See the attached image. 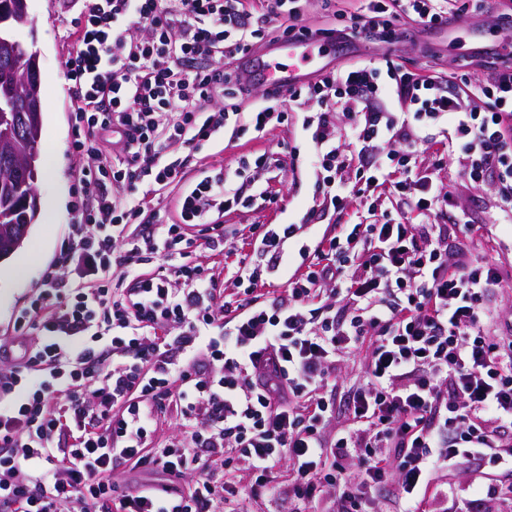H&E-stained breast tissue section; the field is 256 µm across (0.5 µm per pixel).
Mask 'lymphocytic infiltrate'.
Wrapping results in <instances>:
<instances>
[{"mask_svg": "<svg viewBox=\"0 0 512 512\" xmlns=\"http://www.w3.org/2000/svg\"><path fill=\"white\" fill-rule=\"evenodd\" d=\"M362 2L349 33L381 47L400 42L402 19L448 21V0ZM62 3L77 14L64 67L86 202L14 321L22 348L0 346V512H249L259 499L274 512H383L387 485L399 512L512 502L487 481L460 500L446 479L485 465L512 473V319L498 329L503 278L471 257L474 226L462 215L438 223L453 198L418 170L411 136L432 120L512 221V67L489 84L455 72L443 86L391 61L356 63L291 88L316 191L341 208L380 188L419 221L340 224L324 246L299 242L310 210L297 224L250 225L230 299L197 253L234 250L221 215L269 200L267 190L245 195L224 174L205 176L172 222L153 194L181 179L172 142L198 147L239 118L202 107L213 93L249 91L211 60L244 59L279 19L286 37L310 36L299 0H269L262 14L248 0ZM343 98L353 121L341 129ZM380 140L385 158L355 164ZM116 272L129 288L113 289ZM280 280L281 292L260 295ZM356 351L364 377L340 405L330 392ZM170 414L178 434L155 443ZM120 463L148 481L114 482Z\"/></svg>", "mask_w": 512, "mask_h": 512, "instance_id": "lymphocytic-infiltrate-1", "label": "lymphocytic infiltrate"}]
</instances>
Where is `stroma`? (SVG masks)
<instances>
[{
    "label": "stroma",
    "instance_id": "35a3bbf8",
    "mask_svg": "<svg viewBox=\"0 0 512 512\" xmlns=\"http://www.w3.org/2000/svg\"><path fill=\"white\" fill-rule=\"evenodd\" d=\"M302 22L316 28H343L357 12L359 0H302ZM30 21L19 31L29 50L37 52L40 65L41 102L43 111L42 150L57 157L55 173L40 174L38 191L41 208H52L51 219H37L20 250L0 261V339L12 336L17 310L34 294L43 267L53 258L63 240L67 224L73 223L82 198L78 174L82 160L72 147L70 122L71 92L66 78L64 59L69 51L62 35L74 18L64 12L60 0H29ZM454 31L427 29L412 20H404V39L384 51L372 41L362 38L353 43H339L327 67L342 68L362 62L384 67L385 55H392L402 68L418 76L447 79L450 72L466 71L476 81H488L496 60L491 47L498 33L483 31L479 17L461 12ZM311 143L296 124L269 125L263 135L241 130L226 146L205 143L195 150L182 181L158 191L155 200L169 218L177 216V201L183 188L194 185L204 176L219 171L233 174L240 157L263 152L275 154L278 168L262 173L261 181L274 196V203L257 204L225 215L223 221L235 239H243L252 224H282L298 221L308 209L316 217L307 234L310 242L335 235L340 224L352 223L362 214L359 199L350 200L344 210L337 211L314 196L307 159ZM440 178L450 187L455 204L471 224L478 227L479 239L474 252H485L504 276L503 288L495 298L497 309L512 315V224L499 223L498 202L491 184L475 185L462 174L458 156L445 158Z\"/></svg>",
    "mask_w": 512,
    "mask_h": 512
}]
</instances>
